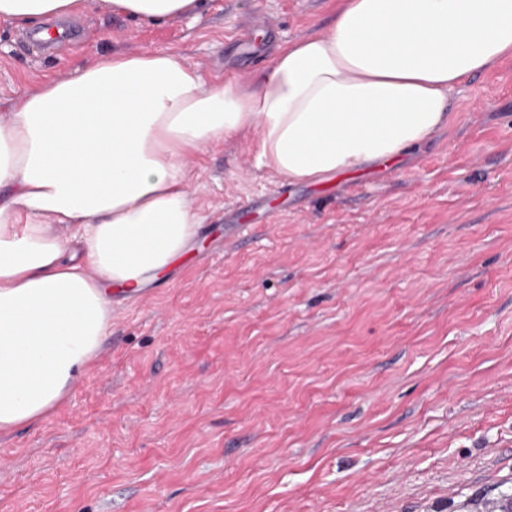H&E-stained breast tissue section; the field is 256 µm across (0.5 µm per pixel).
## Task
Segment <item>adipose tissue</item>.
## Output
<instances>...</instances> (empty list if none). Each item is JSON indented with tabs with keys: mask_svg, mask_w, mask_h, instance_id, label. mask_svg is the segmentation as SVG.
Returning a JSON list of instances; mask_svg holds the SVG:
<instances>
[{
	"mask_svg": "<svg viewBox=\"0 0 512 512\" xmlns=\"http://www.w3.org/2000/svg\"><path fill=\"white\" fill-rule=\"evenodd\" d=\"M164 24L204 0H0L32 28L88 3ZM512 57V0H336L262 80L168 51L99 54L0 113V435L44 420L100 351L112 292L136 296L199 225L191 158L235 140L318 185L393 165L453 119L450 94Z\"/></svg>",
	"mask_w": 512,
	"mask_h": 512,
	"instance_id": "1",
	"label": "adipose tissue"
}]
</instances>
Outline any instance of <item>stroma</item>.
Returning a JSON list of instances; mask_svg holds the SVG:
<instances>
[{"label":"stroma","mask_w":512,"mask_h":512,"mask_svg":"<svg viewBox=\"0 0 512 512\" xmlns=\"http://www.w3.org/2000/svg\"><path fill=\"white\" fill-rule=\"evenodd\" d=\"M336 0L89 8L81 47L0 25V113L99 53L262 77ZM401 164L292 184L227 141L195 164L189 262L112 300L90 372L0 436V512H476L512 492V58ZM101 11L120 13L134 20L164 24L197 15L207 0H95Z\"/></svg>","instance_id":"stroma-1"}]
</instances>
